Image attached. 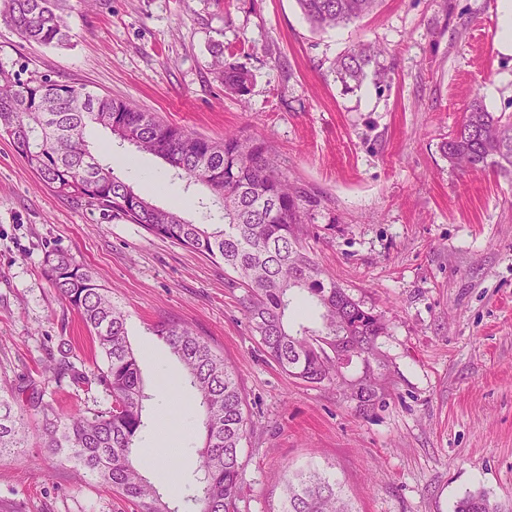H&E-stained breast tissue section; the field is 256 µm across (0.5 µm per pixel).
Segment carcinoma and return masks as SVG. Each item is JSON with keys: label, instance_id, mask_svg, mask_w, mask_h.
<instances>
[{"label": "carcinoma", "instance_id": "obj_1", "mask_svg": "<svg viewBox=\"0 0 512 512\" xmlns=\"http://www.w3.org/2000/svg\"><path fill=\"white\" fill-rule=\"evenodd\" d=\"M64 0H4L0 11L22 38L42 46H65L71 34ZM379 0H297L318 30L363 18ZM385 50L374 42L348 49L334 63L345 90L368 77L390 86ZM252 84L250 71L224 68V87L241 97ZM108 130L167 163L177 177L204 185L224 210L222 224H195L163 209L103 166L84 139L87 123ZM38 178L60 195L85 200L148 233L171 240L235 275L244 288L245 315L264 353L285 373L309 384L343 378L341 367L376 358V341L386 330L383 316L353 299L327 277L306 252L296 231L310 200L273 164L261 141L237 134L216 142L193 135L134 104L96 95L48 79L0 82V128ZM452 167L492 170L512 177V114L488 111L476 95L456 129L441 146ZM48 277L77 311L103 364L95 380L111 398L94 413L68 414L26 386L0 387V460L20 457L29 447L35 422L38 446L72 462L131 503L136 512H237L242 479V442L248 417L235 371L190 326L160 320L154 335L165 342L182 368L178 388L189 386L203 409L200 463L192 493L180 507L165 499L134 459L147 429L146 392L138 360L127 341L126 314L112 290L69 254L47 256ZM319 310L321 328L290 324L299 306ZM350 398L365 414L383 402L381 388L365 375ZM281 512H355L341 486L326 470L308 468L288 475ZM454 512H502L483 490L465 494Z\"/></svg>", "mask_w": 512, "mask_h": 512}]
</instances>
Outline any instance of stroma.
Wrapping results in <instances>:
<instances>
[{
	"label": "stroma",
	"mask_w": 512,
	"mask_h": 512,
	"mask_svg": "<svg viewBox=\"0 0 512 512\" xmlns=\"http://www.w3.org/2000/svg\"><path fill=\"white\" fill-rule=\"evenodd\" d=\"M72 38L25 42L0 23V70L47 77L122 99L190 133L263 141L278 169L307 190L309 256L387 331L370 366L384 401L356 414L345 387L308 384L263 353L223 265L140 225L56 195L0 138V386L32 380L46 402L101 410L110 398L57 376L66 354L92 377L100 359L76 310L52 288L48 254L90 269L128 315V338L154 398L141 442L163 447L175 427L183 477L149 472L171 501L198 467L201 412L190 389L163 390L179 366L152 332L192 326L236 371L249 430L238 512H280L289 472L318 466L356 512H453L486 491L512 512V180L451 168L441 144L481 94L512 114V58L495 47L497 0H381L360 22L318 31L296 0H68ZM388 51L394 80L344 91L333 63L361 41ZM253 75L246 98L225 90L214 50ZM100 159L165 209L198 224L206 187L173 177L155 156L85 129ZM0 512H134L74 464L38 447L0 461Z\"/></svg>",
	"instance_id": "1"
}]
</instances>
